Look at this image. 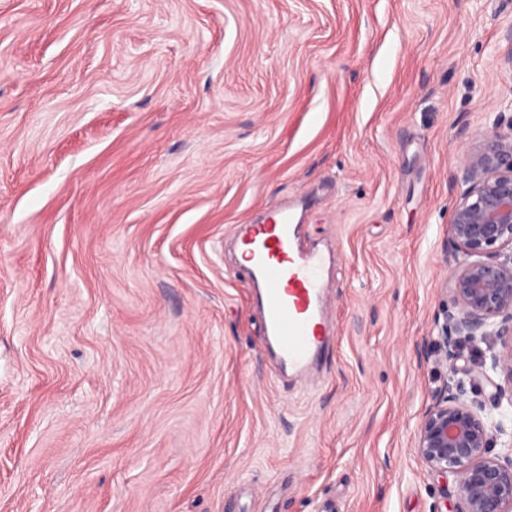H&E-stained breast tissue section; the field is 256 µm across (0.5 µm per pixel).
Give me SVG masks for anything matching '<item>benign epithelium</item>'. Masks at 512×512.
Returning <instances> with one entry per match:
<instances>
[{
	"mask_svg": "<svg viewBox=\"0 0 512 512\" xmlns=\"http://www.w3.org/2000/svg\"><path fill=\"white\" fill-rule=\"evenodd\" d=\"M462 180L468 185L453 207L448 234L456 265L451 269L454 311L440 327L450 384L421 416L415 452L431 472L453 474L456 512H512V456L491 454L502 421L505 389L512 390V134L495 123L467 154ZM494 340L488 354L464 371L470 381L504 377L496 402L486 410L462 398L455 361L462 344Z\"/></svg>",
	"mask_w": 512,
	"mask_h": 512,
	"instance_id": "obj_1",
	"label": "benign epithelium"
}]
</instances>
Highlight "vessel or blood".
I'll list each match as a JSON object with an SVG mask.
<instances>
[{
  "mask_svg": "<svg viewBox=\"0 0 512 512\" xmlns=\"http://www.w3.org/2000/svg\"><path fill=\"white\" fill-rule=\"evenodd\" d=\"M287 209L249 224L239 240L250 265L253 297L265 324V346L279 368L293 377L316 369L329 340L325 311V253L297 239Z\"/></svg>",
  "mask_w": 512,
  "mask_h": 512,
  "instance_id": "vessel-or-blood-1",
  "label": "vessel or blood"
}]
</instances>
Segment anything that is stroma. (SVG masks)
Wrapping results in <instances>:
<instances>
[{"label": "stroma", "mask_w": 512, "mask_h": 512, "mask_svg": "<svg viewBox=\"0 0 512 512\" xmlns=\"http://www.w3.org/2000/svg\"><path fill=\"white\" fill-rule=\"evenodd\" d=\"M511 50L512 0H0V512H454L414 446ZM283 205L307 381L231 247ZM287 208L247 224L239 245L248 253L253 297L261 308L268 354L284 372L305 377L329 340L325 274L329 258L298 243Z\"/></svg>", "instance_id": "1"}]
</instances>
